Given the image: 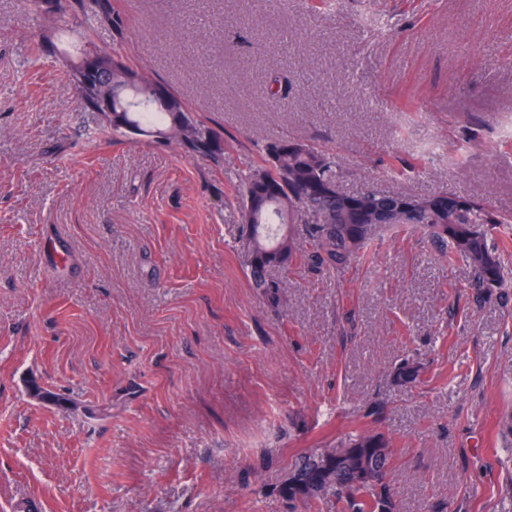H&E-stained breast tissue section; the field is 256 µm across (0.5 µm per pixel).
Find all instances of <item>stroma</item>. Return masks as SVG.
Returning <instances> with one entry per match:
<instances>
[{"instance_id": "obj_1", "label": "stroma", "mask_w": 512, "mask_h": 512, "mask_svg": "<svg viewBox=\"0 0 512 512\" xmlns=\"http://www.w3.org/2000/svg\"><path fill=\"white\" fill-rule=\"evenodd\" d=\"M312 4L107 0L123 29L82 25L221 131L216 167L91 138L25 0H0V512H309L280 492L297 457L364 431L391 440L401 512H512V284L478 292L388 229L344 272L290 266L274 313L236 252L240 177L284 139L349 189L512 214V0Z\"/></svg>"}]
</instances>
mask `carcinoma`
Segmentation results:
<instances>
[{
    "label": "carcinoma",
    "mask_w": 512,
    "mask_h": 512,
    "mask_svg": "<svg viewBox=\"0 0 512 512\" xmlns=\"http://www.w3.org/2000/svg\"><path fill=\"white\" fill-rule=\"evenodd\" d=\"M84 14L112 21L121 29L118 14L104 11L100 0H83ZM57 23L46 27V42L30 45L41 57L45 43L54 56L81 57L88 48L70 39ZM112 60V122L99 120L100 131L121 140L173 144L192 158L213 164L224 160L222 134L196 118L175 94L159 95L156 83L133 69L122 58L96 50ZM77 99L87 112L104 113L103 99L82 64L67 70ZM268 95L277 104L288 101L290 83L278 73L266 79ZM242 230L238 251L252 287L272 309L285 300L288 282L273 271L298 261L308 269L342 272L365 256L383 225L372 212L400 200L408 209L395 214L388 226L420 232L442 256L457 257L474 272L472 287L489 289L512 281L506 265L507 246L490 236L493 224H512V215L497 212L483 198L454 193L412 195L400 190H380L371 181L351 193L341 186L335 157L321 146L303 140H278L265 146L260 165L244 172L238 186ZM303 235L311 248L299 254L296 236ZM393 380L411 385L420 380L421 368L405 361L392 371ZM391 441L381 433L364 432L340 448H315L298 458L281 486L282 494L300 497L309 504L331 503L338 512H399L388 481Z\"/></svg>",
    "instance_id": "1"
}]
</instances>
